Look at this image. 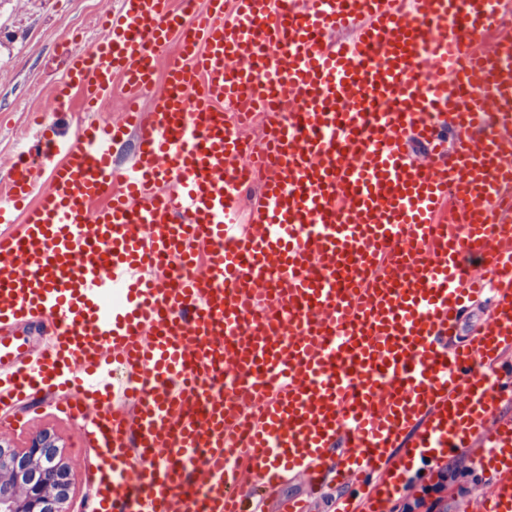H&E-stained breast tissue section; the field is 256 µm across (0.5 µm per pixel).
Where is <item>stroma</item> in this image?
<instances>
[{
  "instance_id": "obj_1",
  "label": "stroma",
  "mask_w": 512,
  "mask_h": 512,
  "mask_svg": "<svg viewBox=\"0 0 512 512\" xmlns=\"http://www.w3.org/2000/svg\"><path fill=\"white\" fill-rule=\"evenodd\" d=\"M117 0H5L0 5V183L8 177L14 157L23 147L36 117H43L59 137H69L81 116L80 99L71 95L60 111L43 112L46 89L62 68L58 49L68 43L72 52L88 50L100 34V17L114 9ZM66 391H41L18 403L13 414L0 421V436L23 451L32 435L49 432L59 447V460L70 471L72 484L65 512H86L91 496L89 477L99 461L96 448L84 439L79 422L59 409ZM253 512H280L291 498L306 500L308 512H333L341 494L335 484L311 488L303 477L287 478L272 488L247 478Z\"/></svg>"
}]
</instances>
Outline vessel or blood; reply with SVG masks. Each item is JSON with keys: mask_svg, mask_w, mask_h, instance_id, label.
<instances>
[{"mask_svg": "<svg viewBox=\"0 0 512 512\" xmlns=\"http://www.w3.org/2000/svg\"><path fill=\"white\" fill-rule=\"evenodd\" d=\"M484 3L119 0L87 51L64 54L54 105L76 88L93 107L118 76L151 107L81 121L66 141L43 130L12 163L0 408L71 390L64 411L111 471L92 512H244L243 473L272 487L328 470L349 487L336 512H387L411 476L477 441L490 479L479 512H512V418L500 413L512 400V33L476 49ZM339 28L355 38L327 45ZM242 103L263 117L262 144L224 116ZM411 129L434 163L410 161ZM132 132L133 163L115 168L112 147ZM245 155L252 166L238 165ZM36 158L51 164L40 193ZM250 178L260 193L242 232ZM469 256L496 281L493 310L449 347L482 291ZM264 285L282 321L253 316ZM25 317L50 336L31 367L8 333ZM227 361L257 402L245 448L235 404L207 380Z\"/></svg>", "mask_w": 512, "mask_h": 512, "instance_id": "vessel-or-blood-1", "label": "vessel or blood"}]
</instances>
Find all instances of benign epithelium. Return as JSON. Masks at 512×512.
<instances>
[{
	"label": "benign epithelium",
	"instance_id": "7a95c632",
	"mask_svg": "<svg viewBox=\"0 0 512 512\" xmlns=\"http://www.w3.org/2000/svg\"><path fill=\"white\" fill-rule=\"evenodd\" d=\"M57 457L58 445L48 433L34 435L22 452L9 450V442L0 438V459L8 461V469H0V485L13 474L25 478L16 496L0 495V512H46L45 483L50 477L61 492L59 502H65L71 475L55 462Z\"/></svg>",
	"mask_w": 512,
	"mask_h": 512
}]
</instances>
